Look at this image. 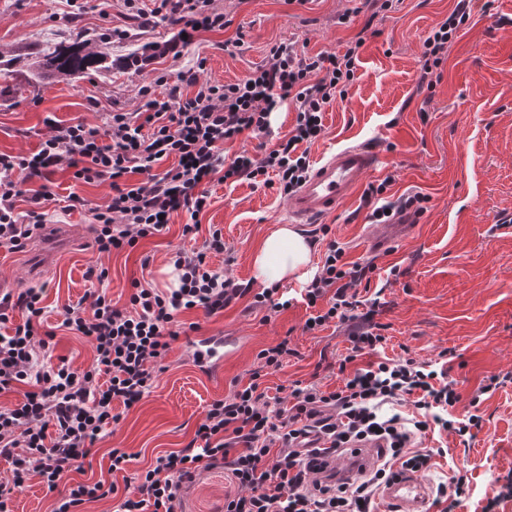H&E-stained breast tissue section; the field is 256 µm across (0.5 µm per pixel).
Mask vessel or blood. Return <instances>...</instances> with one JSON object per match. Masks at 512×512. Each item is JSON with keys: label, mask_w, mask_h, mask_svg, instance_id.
Here are the masks:
<instances>
[{"label": "vessel or blood", "mask_w": 512, "mask_h": 512, "mask_svg": "<svg viewBox=\"0 0 512 512\" xmlns=\"http://www.w3.org/2000/svg\"><path fill=\"white\" fill-rule=\"evenodd\" d=\"M378 157L362 145L338 149L323 158L303 184L290 195L288 214L293 223L311 224L336 212L349 200L367 175L375 171ZM228 340L202 338L196 345L208 369L223 364ZM387 499L397 503L401 512H422L427 488L418 474L407 471L387 484Z\"/></svg>", "instance_id": "b4317fda"}]
</instances>
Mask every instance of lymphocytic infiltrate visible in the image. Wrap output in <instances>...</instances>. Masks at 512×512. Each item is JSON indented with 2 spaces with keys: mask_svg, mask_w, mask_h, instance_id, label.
Masks as SVG:
<instances>
[{
  "mask_svg": "<svg viewBox=\"0 0 512 512\" xmlns=\"http://www.w3.org/2000/svg\"><path fill=\"white\" fill-rule=\"evenodd\" d=\"M468 6V0H458L425 40L420 65L428 85L440 80L448 49L469 22ZM150 15L178 29V37L162 49L176 61L199 32L230 25L211 0H159ZM364 43L360 36L344 54L310 55L295 41L282 42L245 79L224 85L200 80L204 62L199 59L179 71L176 81L161 75L141 88L143 117L116 112L104 130L51 122L52 133L37 151L0 152V244L22 248L43 228L45 213L33 209L16 215L15 199L21 184L35 179L41 182L36 199H54L47 180L59 169L72 170L75 179L87 183L108 184V200L94 214L95 245L101 253L162 234L174 212L198 216L209 198L201 185L217 176L226 182L274 185L281 195H290L309 174L307 147L324 131V111L348 94ZM188 86L193 95H185ZM287 101L296 110L288 137L262 153L244 150L226 159V143L246 132L255 138L268 135L272 113ZM170 156L175 165L154 173V166ZM131 174L141 175V182L127 184ZM388 187L384 180L366 189L370 223L389 224L398 216L416 220L426 212L429 198L420 192L395 204L381 203ZM223 250L221 230H211L203 251L177 253V287L137 286L124 308L100 288L66 307L64 327L87 338L94 349L95 365L88 370L64 361L45 368L49 343L41 332L42 290L0 295V326L11 327L0 333V392L25 388L19 403L0 411V456L11 463L9 477L0 479V512H11L14 494L30 477H38L52 492L69 472L82 471L92 445L116 420L114 403L129 408L149 393L152 362L164 357L178 337L173 328L178 313L200 309L218 315L247 295L254 306L273 313L290 307V300L276 299L274 289L256 292L229 273L208 268L206 252ZM344 256V248L329 244L322 267L305 287L307 306L322 300L327 309L310 316L304 329L311 333L331 323L345 326L351 343L346 360L353 363L381 347L385 326L377 319L378 300L358 297V286L376 269L374 262L348 263ZM17 309L24 310L26 319L14 326L10 315ZM293 353L285 339L261 350L260 366L252 370L248 384L213 401L184 448L158 456L136 474L135 493L124 497L121 512H176L182 492L201 471L217 465L238 487L225 500L224 512H370L378 488L397 478L399 470L429 471L430 454L409 448L414 437L434 426L463 436L479 423L475 414L456 420L452 410L461 395L454 381L409 356L354 367L333 391L316 383L294 386L291 407H272L261 379ZM409 396L418 416L382 415L383 405L401 404ZM359 444L376 445L378 462L372 469H357L347 479L329 472L327 457Z\"/></svg>",
  "mask_w": 512,
  "mask_h": 512,
  "instance_id": "f902f5d3",
  "label": "lymphocytic infiltrate"
}]
</instances>
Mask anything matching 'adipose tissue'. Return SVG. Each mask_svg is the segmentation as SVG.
Listing matches in <instances>:
<instances>
[{"instance_id": "obj_1", "label": "adipose tissue", "mask_w": 512, "mask_h": 512, "mask_svg": "<svg viewBox=\"0 0 512 512\" xmlns=\"http://www.w3.org/2000/svg\"><path fill=\"white\" fill-rule=\"evenodd\" d=\"M308 239L285 224L272 230L254 251L253 278L265 288L295 278L311 277Z\"/></svg>"}]
</instances>
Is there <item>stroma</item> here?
I'll return each mask as SVG.
<instances>
[{
  "mask_svg": "<svg viewBox=\"0 0 512 512\" xmlns=\"http://www.w3.org/2000/svg\"><path fill=\"white\" fill-rule=\"evenodd\" d=\"M213 5L232 16L231 27L200 33L179 64L155 57L120 74L102 70L68 80L35 78V64L76 35L102 41L112 59L120 60L164 45L176 31L164 23L141 26L122 0H0V51L13 58L10 73L0 74V84L11 88L9 98L0 99V152L36 150L51 133L50 118L103 128L113 113L143 111L141 86L158 75L175 78L178 67L193 66L197 58L206 60L203 79L224 85L249 75L275 43L293 39L304 42L307 53L341 55L364 25H371L348 95L327 108L324 133L309 157L316 162L341 147H373L380 163L368 182L393 176L391 200L419 191L430 198L428 210L410 233L393 234L380 253L370 238V209L359 195L324 222L299 230L313 243L312 266H319L332 241L345 248L348 261L376 258L378 268L359 296H376L383 304L381 355L406 353L445 370L461 394L454 416L480 418L469 437L431 430L415 439L416 448L434 453L423 479L433 491L465 478L470 494L456 512H483L488 498L512 476V0H472L471 25L449 48L442 79L431 88L419 82L423 43L455 0H400L380 13L367 5L346 23L340 17L347 0H306L301 6L287 0H214ZM236 37L243 40L240 49L222 50L224 40ZM50 182L56 198L39 206L33 200L38 183L23 184L16 212L41 207L48 227L25 249L0 246V281L15 294L42 289L44 327L55 334L51 355L81 370L92 365L93 348L62 321L66 307L85 293L103 287L114 303L125 306L135 284L171 287L176 251L201 250L212 226L222 230L226 251L207 253L208 267L251 281L254 249L289 221L288 199L277 187L214 180L205 186L209 204L197 219L198 234L185 233L191 218L178 211L163 234L101 254L94 244V211L105 205L108 184L84 183L67 170L54 172ZM71 194L84 204L63 210ZM92 267L107 268V279L88 278ZM301 287L293 279L283 283L292 305L271 317L251 308L246 298L217 316L200 309L180 313L177 321L188 334L172 342L149 394L129 409L115 404L121 419L106 426L84 462L83 480L121 487L157 456L184 448L209 404L246 385L258 352L281 340H288L295 354L264 377L269 396L288 397L298 382L316 381L330 391L341 387L338 365L349 353L345 330L332 325L313 335L304 332L312 310L298 297ZM203 336L234 340L221 376L192 360L191 343ZM492 375L502 377V384L477 395ZM115 448L133 456L125 473L109 471ZM235 492L223 467L204 470L183 492L177 512H224L225 499Z\"/></svg>",
  "mask_w": 512,
  "mask_h": 512,
  "instance_id": "stroma-1",
  "label": "stroma"
}]
</instances>
